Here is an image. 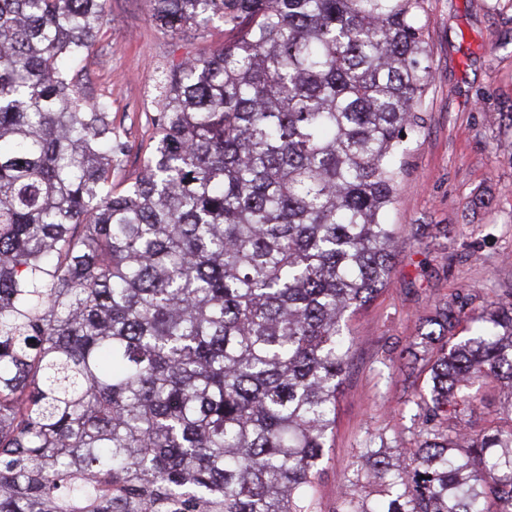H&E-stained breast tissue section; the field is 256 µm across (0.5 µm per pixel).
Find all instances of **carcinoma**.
Here are the masks:
<instances>
[{
  "label": "carcinoma",
  "mask_w": 512,
  "mask_h": 512,
  "mask_svg": "<svg viewBox=\"0 0 512 512\" xmlns=\"http://www.w3.org/2000/svg\"><path fill=\"white\" fill-rule=\"evenodd\" d=\"M238 31L163 72L112 188L111 103L69 78L105 0H0V512H319L348 317L391 280L397 156L433 81L422 0H149ZM435 308L415 447L357 449L334 512H512V296ZM468 334L458 336L461 322ZM508 397V390L495 380H483L477 394L473 410L467 409L464 413L463 425H468L472 430H479L490 424L495 418L496 410Z\"/></svg>",
  "instance_id": "cac0c4a2"
}]
</instances>
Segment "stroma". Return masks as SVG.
I'll return each instance as SVG.
<instances>
[{
	"instance_id": "1",
	"label": "stroma",
	"mask_w": 512,
	"mask_h": 512,
	"mask_svg": "<svg viewBox=\"0 0 512 512\" xmlns=\"http://www.w3.org/2000/svg\"><path fill=\"white\" fill-rule=\"evenodd\" d=\"M105 9L112 22L75 79L87 99L112 104V126L127 145L112 166V186L122 190L142 168L162 70L219 49L232 33L218 18L202 32L161 29L147 0H106ZM420 22L434 81L425 123L404 145L387 217L402 250L389 287L349 320L357 345L316 486L321 512H333L367 441L381 436L390 447H414L410 401L424 378L403 368L398 354L423 320L463 288L475 291L477 308L512 292V0H425ZM511 394L482 381L464 424H490Z\"/></svg>"
}]
</instances>
